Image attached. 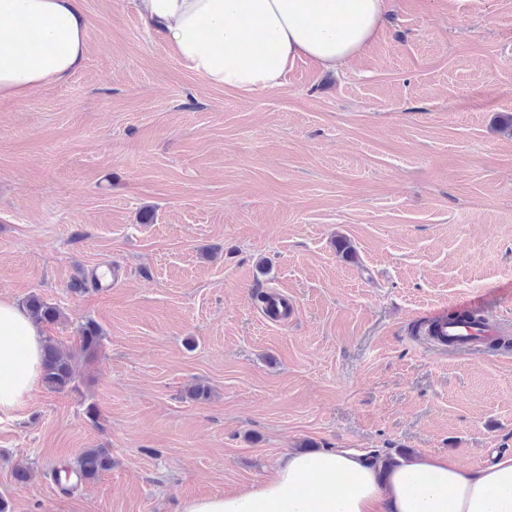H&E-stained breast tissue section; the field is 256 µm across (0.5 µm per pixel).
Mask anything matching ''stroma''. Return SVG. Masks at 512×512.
I'll use <instances>...</instances> for the list:
<instances>
[{
	"label": "stroma",
	"mask_w": 512,
	"mask_h": 512,
	"mask_svg": "<svg viewBox=\"0 0 512 512\" xmlns=\"http://www.w3.org/2000/svg\"><path fill=\"white\" fill-rule=\"evenodd\" d=\"M83 2V68L0 102V296L59 306L63 348L89 320L104 340L78 391L0 418L8 512H183L305 446L512 450V358L416 326L487 292L512 337V0H392L362 57L248 94L184 68L135 0ZM110 264L122 283L97 287ZM86 448L111 468L61 493Z\"/></svg>",
	"instance_id": "stroma-1"
}]
</instances>
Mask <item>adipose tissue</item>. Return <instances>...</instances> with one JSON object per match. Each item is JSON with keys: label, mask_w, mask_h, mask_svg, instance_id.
I'll return each mask as SVG.
<instances>
[{"label": "adipose tissue", "mask_w": 512, "mask_h": 512, "mask_svg": "<svg viewBox=\"0 0 512 512\" xmlns=\"http://www.w3.org/2000/svg\"><path fill=\"white\" fill-rule=\"evenodd\" d=\"M390 0H136L144 24L188 70L213 86L280 87L301 60L333 70L362 56ZM82 0H0V100L22 101L66 81L88 50ZM44 333L0 297V413L20 409L41 376ZM183 512H512V452L469 467L441 455L383 465L343 448L283 455L275 477L235 493L188 501Z\"/></svg>", "instance_id": "1"}]
</instances>
